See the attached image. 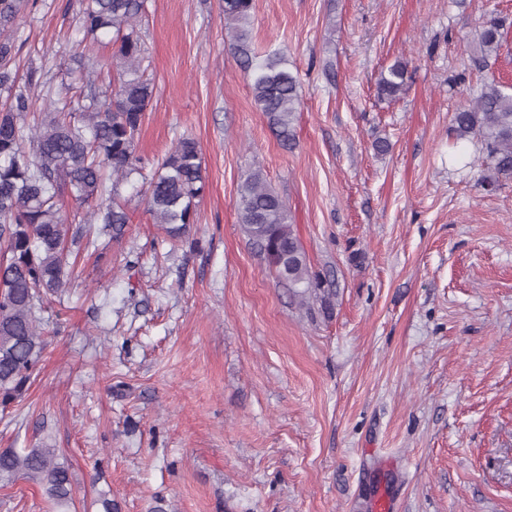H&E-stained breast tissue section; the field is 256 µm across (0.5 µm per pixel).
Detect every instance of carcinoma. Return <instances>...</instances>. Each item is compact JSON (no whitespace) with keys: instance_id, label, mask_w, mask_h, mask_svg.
Listing matches in <instances>:
<instances>
[{"instance_id":"carcinoma-1","label":"carcinoma","mask_w":512,"mask_h":512,"mask_svg":"<svg viewBox=\"0 0 512 512\" xmlns=\"http://www.w3.org/2000/svg\"><path fill=\"white\" fill-rule=\"evenodd\" d=\"M147 0H80L86 48L111 36L115 95L101 96L90 66L83 87L49 99L33 123L35 90L41 75L19 74L15 44L6 31L29 0H0V407L8 408L25 391L42 358L41 313L62 298L75 279L82 252L102 255L120 240L130 217L117 201L118 186L138 171L136 141L154 86L142 70L140 35ZM254 0H224V25L232 32L230 49L251 73L258 109L281 146L292 145L301 106L297 76L288 60L272 50L259 62L252 55L249 23ZM503 23L484 22L477 39L478 63L498 55ZM406 66L398 63L380 75L378 92L401 91ZM457 138L478 137L495 176H512V93L498 82L482 86L473 103L452 116ZM200 149L180 139L154 172L146 197L147 213L172 239H180L195 220V200L205 191ZM86 212L64 214V197ZM239 221L250 243L276 276L294 289L299 304L320 301L332 310L336 291L318 286L288 208L263 177L250 172L239 188ZM20 476L39 485L57 512H74L75 491L69 468L54 448L0 452V478Z\"/></svg>"}]
</instances>
